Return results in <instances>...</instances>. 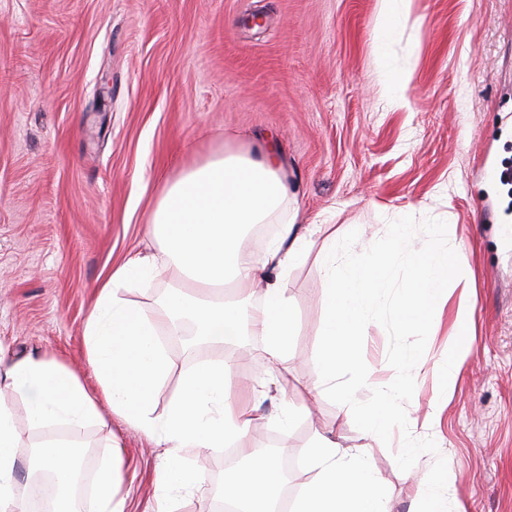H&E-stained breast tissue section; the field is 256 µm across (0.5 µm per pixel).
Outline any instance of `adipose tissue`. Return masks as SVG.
<instances>
[{"label": "adipose tissue", "mask_w": 512, "mask_h": 512, "mask_svg": "<svg viewBox=\"0 0 512 512\" xmlns=\"http://www.w3.org/2000/svg\"><path fill=\"white\" fill-rule=\"evenodd\" d=\"M287 206L288 182L272 154L253 159L222 153L186 169L165 189L150 221V233L162 243L164 256L196 287L264 280L256 298L260 307L246 319L238 307L254 298L244 292L232 308L203 294L179 295L175 306L197 318L213 342L238 335L265 337L266 354L280 370L285 367L296 317L285 289L269 280L267 273L287 270L307 244L305 234L289 219ZM253 224L278 227L274 242L261 256L242 247ZM159 270L155 259L133 256L116 267L99 290L96 309L84 326L99 396H92L76 373L49 356H0V386L27 399L31 421L41 428L100 420L97 401L105 399L111 410L167 445L180 463L196 449L220 448L234 441L246 464L225 479L224 496L251 506L252 512H262L281 474L274 460L256 456L249 444L253 409L225 395L227 362L199 364L183 376L166 414H153V393L165 378L169 361L158 341L156 322L147 312L128 305L121 289L132 278ZM472 321V306L459 304L452 322L458 341L441 370L448 387L458 381L471 345ZM14 446L13 410L0 401V512H25L27 495L16 484ZM310 458L316 476L303 487L296 512H387L382 483L363 449L343 447L320 432Z\"/></svg>", "instance_id": "1"}]
</instances>
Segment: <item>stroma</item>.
Listing matches in <instances>:
<instances>
[{"mask_svg": "<svg viewBox=\"0 0 512 512\" xmlns=\"http://www.w3.org/2000/svg\"><path fill=\"white\" fill-rule=\"evenodd\" d=\"M256 13L264 27L248 26ZM394 72L408 79L398 105ZM269 148L293 192L289 218L318 230L279 280L297 317L286 371L261 336L250 367L232 365L229 398L258 404L252 446L277 434L306 483L316 431L332 432L364 447L390 512H412L434 456L400 471V433L364 441L345 406L309 402L319 257L336 234L358 230L366 248L389 221L439 218L468 277L433 320L409 427L445 457L453 512H512V180L499 177L512 169V0H413L385 31L380 0H0V348L53 356L98 394L85 322L116 266L161 256L149 222L167 185L220 152ZM184 285L171 265L124 297L153 314ZM462 302L475 336L448 393L436 370ZM388 347L371 324L374 383L394 378ZM98 406L104 424L45 429L13 400L21 481L30 449L62 438L94 448L89 470L112 464L125 512H154L166 448Z\"/></svg>", "mask_w": 512, "mask_h": 512, "instance_id": "1", "label": "stroma"}]
</instances>
